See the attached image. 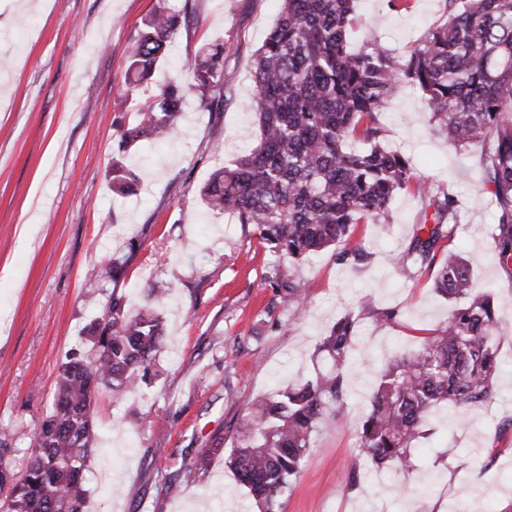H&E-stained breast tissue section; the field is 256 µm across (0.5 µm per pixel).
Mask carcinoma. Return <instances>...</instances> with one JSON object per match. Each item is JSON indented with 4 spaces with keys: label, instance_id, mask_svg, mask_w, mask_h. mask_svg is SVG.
<instances>
[{
    "label": "carcinoma",
    "instance_id": "carcinoma-1",
    "mask_svg": "<svg viewBox=\"0 0 512 512\" xmlns=\"http://www.w3.org/2000/svg\"><path fill=\"white\" fill-rule=\"evenodd\" d=\"M356 0H281L278 19L253 60L252 109L259 127L255 144L215 170L201 189L207 211L230 212L272 253L288 259L266 267L264 282L307 313L308 284L296 272L307 258L334 250L343 263L369 254L350 240L355 224L390 223V205L402 192L421 201L419 223L408 246L394 257L404 270L435 271L434 290L452 303L448 316L420 346L388 363L374 379L369 410L359 428V449L372 467L414 470L416 444L433 434L430 419L448 406L460 413L490 404L507 339L491 294L473 287L465 257L448 253L460 221L454 195L413 175L403 154L384 146L381 115L400 83L421 91L438 133L456 148L481 146L478 168L495 207L491 238L500 264L512 270V0H443V22L404 55L366 37L351 50ZM194 4L161 7L144 23L128 51V88L134 95L153 79L171 38L193 21ZM229 46L206 44L181 70L156 85L153 101L120 123L118 152L172 134L189 92L210 112L235 99L224 81ZM368 145L347 149V141ZM112 185L132 194L139 178L117 158ZM141 243L94 266L89 276L112 283L92 300L95 317L85 328L88 344L60 365L52 409L35 436L23 473L0 467L4 512H83L84 474L97 448L94 397L114 399L149 386L157 375L163 316L150 302L136 310L117 291ZM387 326L400 310L371 309ZM359 340L352 313L320 337L322 367L304 384L251 403L231 441L225 463L256 512H278L279 501L300 473L324 419L343 415L348 373ZM220 445L203 448L192 469L208 471Z\"/></svg>",
    "mask_w": 512,
    "mask_h": 512
}]
</instances>
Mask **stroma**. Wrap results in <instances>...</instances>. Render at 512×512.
Masks as SVG:
<instances>
[{
	"instance_id": "35a3bbf8",
	"label": "stroma",
	"mask_w": 512,
	"mask_h": 512,
	"mask_svg": "<svg viewBox=\"0 0 512 512\" xmlns=\"http://www.w3.org/2000/svg\"><path fill=\"white\" fill-rule=\"evenodd\" d=\"M194 3V22L174 39L155 78L169 77L202 45L227 42L224 77L237 101L217 115L189 96L168 139L124 155L144 179L136 193L119 195L108 177L117 125L144 100L124 97L127 47L158 0H0V435L14 447L7 467L22 471L59 367L94 316L85 297L97 285L87 270L135 237L142 246L120 288L135 308L153 284L167 289L155 301L166 322L159 375L118 401L97 395L85 512H250L223 455L207 472L187 468L201 449L230 446L251 402L310 377L320 336L348 312L359 318L361 342L344 416L322 423L283 512H512V339L501 348L495 399L461 421L439 409L410 476L370 468L358 454L372 378L448 315L432 271L410 275L392 262L413 236L416 197H395L389 225H353L352 241L370 254L365 263L338 262L328 250L299 267L309 283L302 320L262 280L273 254L232 215L206 214L200 188L256 140L252 61L279 0ZM441 19L440 0H414L406 12L386 0H359L352 47L372 36L405 53ZM383 122L385 147L456 196L464 220L450 247L469 259L476 288L491 292L512 329V272L499 264L491 239L495 214L477 168L479 147L449 145L420 91L407 84ZM369 303L401 315L375 327ZM354 465L361 477L351 488L346 474ZM177 470L178 493L156 495V482Z\"/></svg>"
}]
</instances>
